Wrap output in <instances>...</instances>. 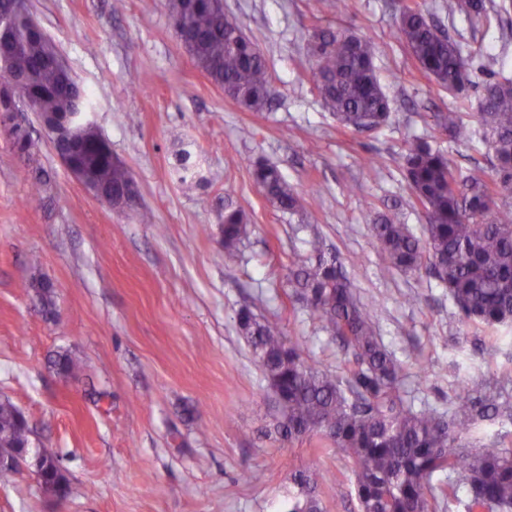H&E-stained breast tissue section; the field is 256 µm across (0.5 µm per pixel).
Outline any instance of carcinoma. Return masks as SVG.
Wrapping results in <instances>:
<instances>
[{
  "mask_svg": "<svg viewBox=\"0 0 512 512\" xmlns=\"http://www.w3.org/2000/svg\"><path fill=\"white\" fill-rule=\"evenodd\" d=\"M169 12L191 58L226 97L252 112L268 106L274 89L267 64L239 24L224 14V0H169ZM456 12L478 20L485 14L484 0H448V14ZM4 17L13 31L10 70L26 76L44 121L66 129L85 111L84 95L74 91L70 73L53 64L56 48L32 24L27 4L0 0V19ZM397 32L426 77L454 95L469 87L470 56L456 41L438 35L422 10L400 11ZM312 41L322 46L312 58L313 81L338 122L358 132L384 124L390 105L375 73L374 43L330 29L316 30ZM476 118L499 179L489 180L476 170L464 174L443 152L413 138L404 155V173L426 212V241L389 218L378 219L371 233L388 263L404 270L429 263L463 318L492 326L512 320V210L495 203L499 196L512 195V77L502 74L484 85ZM439 126L456 141H467L472 134L457 112L441 115ZM66 146L71 167L88 180L118 189L134 182L125 166L112 162L110 147L95 139L93 129ZM252 177L275 207L294 211L300 206L275 166L258 162ZM249 233L243 211L224 213L225 250ZM307 245L315 260L297 265L296 295L318 313L322 330L351 355V368L345 378L320 370L299 343L285 336L280 322H260L251 311H240L239 329L281 402L275 433L290 442L319 434L349 459L361 512H435L438 495H454L460 488L466 492L464 512H512V448L497 441L479 448L458 443V434L479 420L512 418V402L481 404L466 391L446 419L408 405L398 387L401 367L376 336V304L359 302L319 239ZM47 284L40 277L28 287L50 310L53 292ZM54 366L64 380L77 369L66 354ZM17 415L10 400H0V448H15L29 439V429L18 424ZM445 471L448 487L435 485V476ZM294 483L303 496L291 502L289 512H323L308 476L300 473Z\"/></svg>",
  "mask_w": 512,
  "mask_h": 512,
  "instance_id": "obj_1",
  "label": "carcinoma"
}]
</instances>
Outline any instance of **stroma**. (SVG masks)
Wrapping results in <instances>:
<instances>
[{"label": "stroma", "instance_id": "stroma-1", "mask_svg": "<svg viewBox=\"0 0 512 512\" xmlns=\"http://www.w3.org/2000/svg\"><path fill=\"white\" fill-rule=\"evenodd\" d=\"M402 3L348 0L346 12L321 16L314 0H224L276 90L271 106L251 112L196 67L171 28L168 0H28L87 95L84 120L111 142L139 201L117 211L96 199L33 113L30 159L0 135V399L25 415L32 448L52 449L70 483L56 499L20 471L0 483V512H288L298 471L312 474L324 512H360L351 465L324 439L268 435L276 401L236 322L245 307L279 321L319 368L345 376L348 355L294 293V262L309 258L314 237L362 302L379 301L377 333L415 408L448 415L460 388L479 397L512 371V322L464 321L432 271L391 266L370 231L387 216L425 236L404 175L407 140L495 177L474 115L485 83L512 75V9L485 0L475 25L449 14L448 0H415L471 56V86L453 96L399 40ZM318 27L375 44L390 102L383 127L345 128L322 101L309 54ZM448 111L472 127L468 141L439 129ZM185 151L196 174L183 181ZM257 161L281 171L301 210L265 199L251 174ZM38 167L50 177L41 193L32 187ZM228 206L252 226L229 254L220 233ZM144 211L152 223H141ZM35 275L54 286L52 314L27 287ZM59 353L80 365L66 383L50 364ZM253 470L263 482L248 481Z\"/></svg>", "mask_w": 512, "mask_h": 512}]
</instances>
